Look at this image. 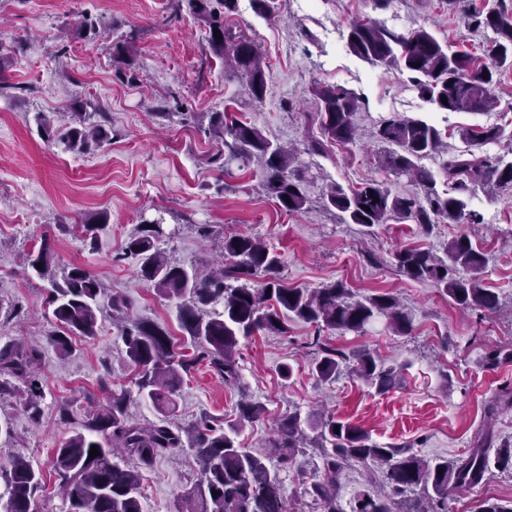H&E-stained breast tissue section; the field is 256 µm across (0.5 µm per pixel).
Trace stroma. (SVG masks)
I'll return each instance as SVG.
<instances>
[{
  "label": "stroma",
  "mask_w": 512,
  "mask_h": 512,
  "mask_svg": "<svg viewBox=\"0 0 512 512\" xmlns=\"http://www.w3.org/2000/svg\"><path fill=\"white\" fill-rule=\"evenodd\" d=\"M93 32L77 34L83 19ZM376 20L408 31L426 27L454 49L482 56L491 31L471 30L462 11L444 0H276L271 17L257 15L250 0H238L229 23L256 42L270 77L262 102H251L244 80L224 69L208 43L206 23L185 0H0V344L15 339L42 346L37 363L45 400L31 419L9 398L0 400V422L13 429L0 441V466L24 453L40 470L44 485L34 512H65L57 490L52 453L72 431L61 408L82 416L105 394L131 385L123 344L108 314H100L96 336L74 338L63 358L47 346L55 329L47 314L48 283L21 256L49 243L59 267H82L126 296L133 318L167 327L184 353L175 305L136 275L137 260L125 247L143 220L162 219L173 234L164 249L178 260L213 261L225 235L259 238L281 259V275L294 288H320L343 282L355 298L395 295L412 318L409 335L396 336L375 325L365 334L317 331L291 323L286 335L255 334L241 340L236 359L239 384H225L204 365L185 375L177 397L176 422L187 425L203 414L231 415L241 394L261 403L265 414L245 425L237 440L265 452L276 424L291 413L309 418L324 410L337 420L362 427L386 445H409L428 459L466 455L486 422L489 401L501 387L512 388V188L488 184L466 199L480 215L477 224L435 226L389 222L371 228L346 224L325 209V187L355 188L375 181L398 194L415 193L409 180L378 166L376 129L381 118L398 114L435 125L449 152L512 160V70L495 90V104L479 112L443 111L424 98L409 73L371 64L347 45L350 25ZM129 44L132 81H119L110 46ZM356 93L355 143H329L321 154H301L311 176L309 202L288 213L261 189V171L252 164L224 175L207 164L217 149L207 132L209 115L227 112L259 127L270 139L297 146L319 136L310 94L312 85ZM100 112L113 139L87 153L65 150L47 139L35 115L53 126L65 124L72 103ZM503 128L504 139L472 145L463 129ZM108 222L89 248L76 224L98 212ZM71 225L60 233L59 225ZM468 235L488 264L484 287L499 296L502 312L462 309L434 285L407 278L393 263L396 251L417 247L442 252L453 236ZM322 336L336 349L368 347L399 366L400 379L380 393L350 374L322 382L311 370L312 341ZM292 368L283 377V365ZM319 452L308 446L296 465L281 471L291 508L304 502V490L318 476ZM198 464L188 453L158 459L143 480L145 512H170L176 498L197 479ZM512 500V471L494 470L486 483L448 491V512H477L485 500Z\"/></svg>",
  "instance_id": "35a3bbf8"
}]
</instances>
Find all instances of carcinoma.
Segmentation results:
<instances>
[{
  "label": "carcinoma",
  "instance_id": "obj_1",
  "mask_svg": "<svg viewBox=\"0 0 512 512\" xmlns=\"http://www.w3.org/2000/svg\"><path fill=\"white\" fill-rule=\"evenodd\" d=\"M211 2L187 0V6L208 21V43L224 58V66L231 74L247 79L252 100H262L269 75L256 43L233 25L211 19ZM469 24L494 33L480 64L473 55L440 42L424 27L398 32L378 22H358L350 26L347 43L355 55L372 64L412 74L419 91L430 95L429 101L438 108L483 111L494 102L493 89L502 70L512 68V12L476 11L469 16ZM216 30L221 36H214ZM311 93L319 101L316 116L322 138L308 140L304 152L319 153L326 141L354 142L358 98L347 89L331 86L314 85ZM36 119L47 137L74 152L87 153L110 139L104 122L87 127L81 112L65 127H52L40 113ZM208 132L219 145L209 157L210 164L225 172L234 163L253 160L261 166V186L267 195L287 212L303 209L308 197L297 152L272 141L250 122L227 121L222 112L210 113ZM377 139L387 145L379 162L417 185L420 193L395 195L375 182L347 192L334 184L324 197V207L340 212L346 224L371 228L390 221L408 222L424 233L445 220L477 224V215L466 211L465 198L492 181L512 185V161H492L474 153L450 156L443 147L441 131L425 120L383 118ZM426 157L438 159L451 190H437L430 172L419 164ZM105 224V213L86 221L81 225L83 241L95 245ZM164 237L162 224H143L128 241L127 252L138 259L137 276L175 304L180 326L194 346L191 356L177 350L165 328L131 318L128 300L108 293L89 271L73 267L57 276L55 255L48 244L28 256L29 267L51 284L46 304L52 308L58 330L48 337L47 344L60 356H68L72 337L96 335L98 313L107 308L135 371L131 389L118 393L102 385L107 392L105 403L84 418L64 412V419L74 428L54 449L52 465L68 503L67 512H144L143 471L157 458L175 456L187 448L195 453L200 476L178 497L171 512H288L278 470L294 465L304 447L306 434L300 416L293 413L282 419L269 441L270 452L257 455L236 440L239 426L264 413L257 401L240 402L233 420L203 415L188 426L173 422L183 375L205 362L224 382L234 383L240 339L257 332L284 335L293 320L354 333H363L383 320L392 334L405 336L411 331V319L390 294L355 299L341 282L312 290L284 285L279 257L248 236L224 238L222 258L214 267L185 265L160 248ZM393 259L408 278L434 284L461 308L499 310L498 297L481 282L486 257L464 234L448 241L442 257L409 248L396 252ZM254 277L263 279L258 288L253 286ZM316 345L312 372L324 382L336 380L342 367L348 366L352 375L385 393L399 375L394 366L368 348L348 356L329 344L318 341ZM40 355L37 344L0 345V399L18 400L33 419L40 416L44 401L35 372ZM139 399L150 402L157 413V421L148 426L128 413L129 403ZM310 427L316 432L322 475L306 488V494L321 512H448V487L484 483L493 465L512 469V441L497 443L489 434L478 439L466 456L450 462L427 460L409 446L378 444L361 427L332 415L315 417ZM93 446L98 455L91 459ZM493 446L492 462L489 450ZM352 463L376 466L381 479L358 492L347 510L337 497L336 486L343 467ZM0 477L6 482V491L0 494V512H33L41 474L32 461L17 453L0 470Z\"/></svg>",
  "mask_w": 512,
  "mask_h": 512
}]
</instances>
